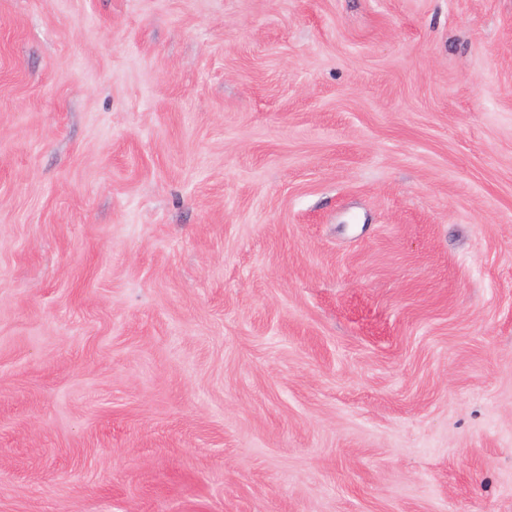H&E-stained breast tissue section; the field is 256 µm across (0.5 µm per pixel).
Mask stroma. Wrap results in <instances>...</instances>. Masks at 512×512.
Masks as SVG:
<instances>
[{
    "label": "stroma",
    "instance_id": "obj_1",
    "mask_svg": "<svg viewBox=\"0 0 512 512\" xmlns=\"http://www.w3.org/2000/svg\"><path fill=\"white\" fill-rule=\"evenodd\" d=\"M0 512H512V0H0Z\"/></svg>",
    "mask_w": 512,
    "mask_h": 512
}]
</instances>
